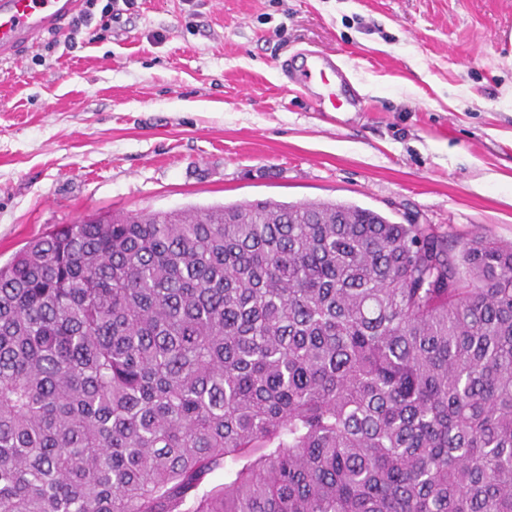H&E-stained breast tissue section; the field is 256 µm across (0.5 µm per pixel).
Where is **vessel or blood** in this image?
Here are the masks:
<instances>
[{
  "instance_id": "1",
  "label": "vessel or blood",
  "mask_w": 512,
  "mask_h": 512,
  "mask_svg": "<svg viewBox=\"0 0 512 512\" xmlns=\"http://www.w3.org/2000/svg\"><path fill=\"white\" fill-rule=\"evenodd\" d=\"M79 0H0V59L19 60L30 43L61 30L76 12ZM302 84L331 85L346 76L327 55H307L300 70Z\"/></svg>"
}]
</instances>
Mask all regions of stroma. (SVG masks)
I'll list each match as a JSON object with an SVG mask.
<instances>
[{"mask_svg": "<svg viewBox=\"0 0 512 512\" xmlns=\"http://www.w3.org/2000/svg\"><path fill=\"white\" fill-rule=\"evenodd\" d=\"M0 60V265L104 213L338 201L512 242V0H116ZM317 50L365 109L280 69Z\"/></svg>", "mask_w": 512, "mask_h": 512, "instance_id": "stroma-1", "label": "stroma"}]
</instances>
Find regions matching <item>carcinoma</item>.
Here are the masks:
<instances>
[{
    "mask_svg": "<svg viewBox=\"0 0 512 512\" xmlns=\"http://www.w3.org/2000/svg\"><path fill=\"white\" fill-rule=\"evenodd\" d=\"M0 512H512V245L333 201L56 227L0 266Z\"/></svg>",
    "mask_w": 512,
    "mask_h": 512,
    "instance_id": "carcinoma-1",
    "label": "carcinoma"
}]
</instances>
